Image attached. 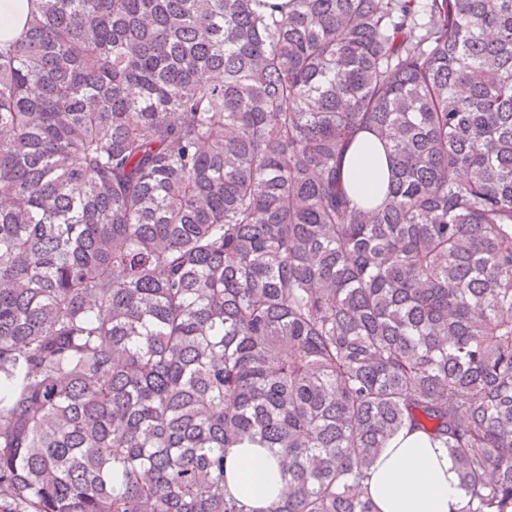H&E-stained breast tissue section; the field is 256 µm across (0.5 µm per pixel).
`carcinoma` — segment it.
<instances>
[{"mask_svg":"<svg viewBox=\"0 0 512 512\" xmlns=\"http://www.w3.org/2000/svg\"><path fill=\"white\" fill-rule=\"evenodd\" d=\"M2 131L0 512H377L405 427L512 512V0H37ZM390 165L383 144L364 132L348 148L344 160V178L348 188L360 200L377 197L387 187ZM224 476L227 490L259 512L287 491L274 454L247 442L226 450Z\"/></svg>","mask_w":512,"mask_h":512,"instance_id":"cac0c4a2","label":"carcinoma"}]
</instances>
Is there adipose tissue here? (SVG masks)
Listing matches in <instances>:
<instances>
[{
	"mask_svg": "<svg viewBox=\"0 0 512 512\" xmlns=\"http://www.w3.org/2000/svg\"><path fill=\"white\" fill-rule=\"evenodd\" d=\"M390 174L383 144L370 133L359 135L344 160L351 192L362 201L378 196ZM224 476L228 491L254 512H265L287 491L274 454L249 443L226 450ZM366 487L378 512H465L468 503L447 449L409 428L384 448Z\"/></svg>",
	"mask_w": 512,
	"mask_h": 512,
	"instance_id": "adipose-tissue-1",
	"label": "adipose tissue"
}]
</instances>
